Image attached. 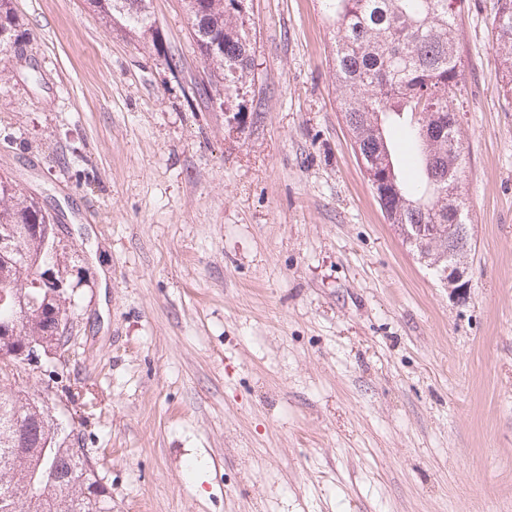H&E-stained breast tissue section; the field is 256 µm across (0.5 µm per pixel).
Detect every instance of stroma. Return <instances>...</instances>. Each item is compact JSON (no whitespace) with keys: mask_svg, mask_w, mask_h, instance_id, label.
<instances>
[{"mask_svg":"<svg viewBox=\"0 0 512 512\" xmlns=\"http://www.w3.org/2000/svg\"><path fill=\"white\" fill-rule=\"evenodd\" d=\"M494 3L459 13L458 302L362 173L319 0H247L238 124L199 89L183 0H152L160 53L85 0H14L26 51L0 54V174L55 213L71 304L68 343L18 384L73 424L112 512H512Z\"/></svg>","mask_w":512,"mask_h":512,"instance_id":"1","label":"stroma"}]
</instances>
